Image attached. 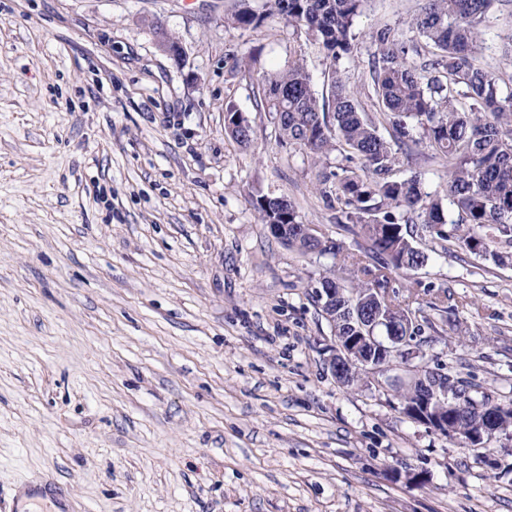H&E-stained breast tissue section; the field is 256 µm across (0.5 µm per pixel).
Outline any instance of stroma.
Returning a JSON list of instances; mask_svg holds the SVG:
<instances>
[{
    "label": "stroma",
    "mask_w": 512,
    "mask_h": 512,
    "mask_svg": "<svg viewBox=\"0 0 512 512\" xmlns=\"http://www.w3.org/2000/svg\"><path fill=\"white\" fill-rule=\"evenodd\" d=\"M421 0H366L343 78L366 92L373 31H405ZM234 0H0V512L49 479L68 512H512V456L476 457L336 383L334 337L311 291L333 267L274 237L255 196L356 247L315 190L318 167L256 106L263 75L329 63L275 17L227 24ZM183 46L159 49L153 22ZM481 64L512 91V0L481 24ZM251 143L224 133L226 104ZM419 143L398 177L442 190ZM426 266L394 273L428 307L445 294L430 367L512 394V264L417 239ZM420 472L422 483L391 479Z\"/></svg>",
    "instance_id": "1"
}]
</instances>
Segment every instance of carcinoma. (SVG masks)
Wrapping results in <instances>:
<instances>
[{
    "label": "carcinoma",
    "mask_w": 512,
    "mask_h": 512,
    "mask_svg": "<svg viewBox=\"0 0 512 512\" xmlns=\"http://www.w3.org/2000/svg\"><path fill=\"white\" fill-rule=\"evenodd\" d=\"M237 0L228 17L243 29L260 27L277 16L293 28H306L330 60V89L320 97L299 59L264 77L257 107L278 118V138L317 161L333 152H349L362 160L360 170L342 167L325 171L317 189L336 201V223L358 228L368 245L342 253L335 239L323 245L303 232L293 204L285 197L252 199L264 224L288 225V246L302 254L342 256L324 278L336 281L347 296L391 287L395 271L425 266L429 255L414 245L426 234L474 255L490 256L502 264L507 256L493 250L512 244V91L499 88L496 75L477 59L479 25L495 0H423L408 21L411 32L431 48V56L417 65L409 52L414 44L390 27L373 33L376 45L369 68L373 94L392 133L382 136L377 125L360 111L358 92L348 88L339 68L353 51L352 27L364 0ZM237 110L225 107L224 129L239 145L248 146L252 127L235 120ZM421 128L427 146L448 159V182L443 192L425 189L420 178L397 179L399 151L417 144ZM456 218H448V206ZM389 306L407 314V325L397 336H417L420 323H430L422 308L402 305L396 291ZM472 385L453 392L458 408L448 410V425L468 435L483 423L486 398L471 394ZM496 427L512 432V401L495 405Z\"/></svg>",
    "instance_id": "obj_1"
}]
</instances>
